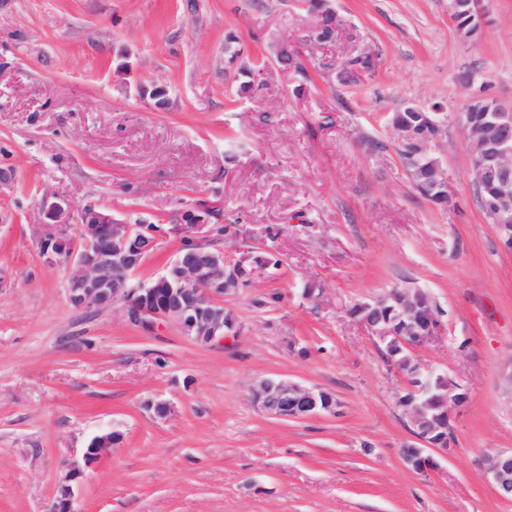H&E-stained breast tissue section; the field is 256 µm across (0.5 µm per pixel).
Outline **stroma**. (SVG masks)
<instances>
[{
    "label": "stroma",
    "instance_id": "stroma-1",
    "mask_svg": "<svg viewBox=\"0 0 512 512\" xmlns=\"http://www.w3.org/2000/svg\"><path fill=\"white\" fill-rule=\"evenodd\" d=\"M332 5L341 34L311 46L304 0H0V512H46L64 460L106 433L109 453L73 486L78 512H512L484 476L486 455L512 448V253L456 125L435 148L454 196L441 209L413 191L387 122L408 103L512 105V0H484L473 39L449 0ZM284 39L303 71L273 65L240 94ZM363 53L375 67L358 83L329 75ZM55 191L161 227L131 285L164 273L201 204L228 260L280 266L225 296L224 342L147 332L69 302L66 261L41 249ZM405 288L445 325L417 359L468 393L429 474L401 455L404 378L347 313ZM266 379L331 392L341 412L269 417L253 401Z\"/></svg>",
    "mask_w": 512,
    "mask_h": 512
}]
</instances>
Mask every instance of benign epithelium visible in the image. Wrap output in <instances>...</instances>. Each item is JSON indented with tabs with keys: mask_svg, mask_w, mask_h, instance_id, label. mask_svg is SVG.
<instances>
[{
	"mask_svg": "<svg viewBox=\"0 0 512 512\" xmlns=\"http://www.w3.org/2000/svg\"><path fill=\"white\" fill-rule=\"evenodd\" d=\"M482 0H452V13L464 9L477 20L483 19ZM299 51L284 40L275 55L285 66L294 63ZM427 125L426 140L418 142L417 153L433 152L439 140L448 134V116L440 108L418 106ZM463 136L472 139L471 158L475 188L489 195L487 210L494 217L495 231L502 249L512 252V108L495 99L471 101L454 116ZM427 194L447 207L453 195L447 171L440 160L434 161L427 184ZM43 223L60 228L42 242L43 254L63 256L69 263L67 293L70 303L80 309L103 310L118 306L126 319L147 331L165 323H174L182 332L201 344L221 342L235 329L233 319H225L219 299L251 280L254 274L272 265L261 255H243L226 261L224 251L192 235L205 225L208 210L199 207L184 212L180 230L186 244L177 252L165 273L136 287L129 286L131 275L157 245V227L130 224L115 218L108 210L89 204L81 209L78 238L69 236L73 213L66 196L54 192L42 199ZM389 311L405 318L417 331L404 336L387 326L381 303L358 302L349 309L350 316L379 342L387 344L391 356H401L395 367L406 378L407 386L398 397V405L408 415L413 436L421 445H406L405 461L418 472L438 467V459L453 451L451 415L462 405L467 393L454 378L432 373L422 378L424 367L413 357L416 348L444 332L442 312L418 288L395 291ZM258 408L270 417L305 420L322 413L336 414L339 403L331 394L297 383L266 379L254 390ZM115 434L91 439L82 449L83 463L65 460V483L49 504L47 512H76L73 482L84 475V468L94 466L112 447ZM485 473L498 495L512 499V449L499 450L485 460Z\"/></svg>",
	"mask_w": 512,
	"mask_h": 512,
	"instance_id": "7a95c632",
	"label": "benign epithelium"
}]
</instances>
